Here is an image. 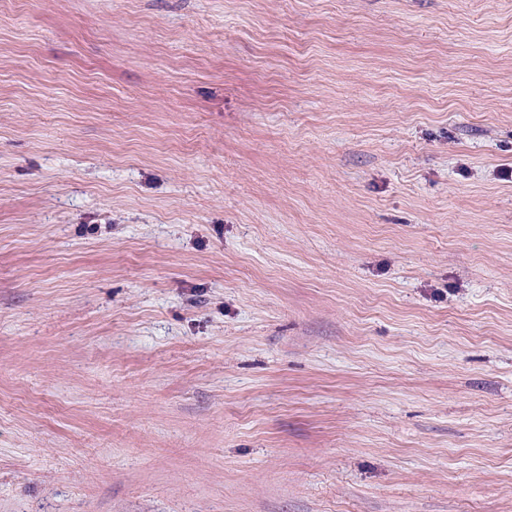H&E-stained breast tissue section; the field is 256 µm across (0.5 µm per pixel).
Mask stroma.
<instances>
[{"instance_id": "obj_1", "label": "stroma", "mask_w": 512, "mask_h": 512, "mask_svg": "<svg viewBox=\"0 0 512 512\" xmlns=\"http://www.w3.org/2000/svg\"><path fill=\"white\" fill-rule=\"evenodd\" d=\"M0 512H512V0H0Z\"/></svg>"}]
</instances>
